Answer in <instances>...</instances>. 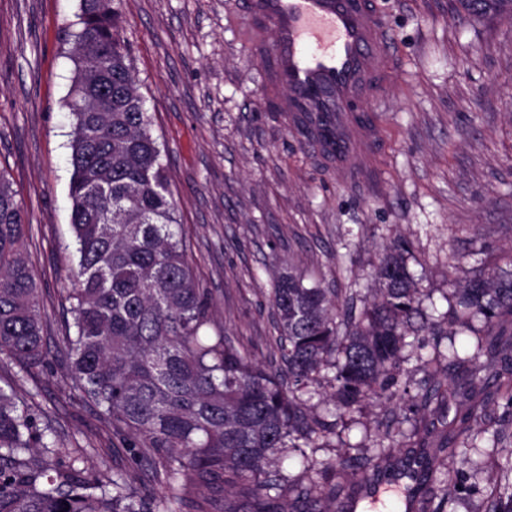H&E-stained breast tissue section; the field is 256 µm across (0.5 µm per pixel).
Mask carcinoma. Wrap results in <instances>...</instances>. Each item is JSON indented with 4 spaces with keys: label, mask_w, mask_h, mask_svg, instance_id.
<instances>
[{
    "label": "carcinoma",
    "mask_w": 512,
    "mask_h": 512,
    "mask_svg": "<svg viewBox=\"0 0 512 512\" xmlns=\"http://www.w3.org/2000/svg\"><path fill=\"white\" fill-rule=\"evenodd\" d=\"M121 0H81L76 73L67 106L75 112L71 144V226L77 266L68 289L71 322L56 337L73 388L131 466L104 478L89 475L88 451L51 431L35 398L37 376L52 362L40 275L23 243L30 217L0 172V365L32 382L30 403L0 386V512H334L341 477L372 483L369 469L390 456L377 440L364 458L318 462L306 449L334 432L336 421L313 412L322 382L344 415L367 400L393 403L409 393L399 379L415 333L420 300L395 242L375 266L370 307L355 313L343 299L292 268L269 294L280 364L255 362L213 320L210 296L195 278L162 149L144 108L121 26ZM474 18L507 15L497 0H459ZM432 359L461 380L438 381L418 395L430 411L459 396L448 433L429 457L413 460L416 491L439 489L434 512H457L448 485L464 475L470 450L487 429L485 390L512 408V272L490 271L459 284L448 314L427 326ZM473 342L459 349L456 336ZM447 339L446 347L441 340ZM306 461L295 478L275 468L277 456ZM491 512H512V452L500 458Z\"/></svg>",
    "instance_id": "cac0c4a2"
}]
</instances>
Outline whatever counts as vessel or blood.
Wrapping results in <instances>:
<instances>
[{
    "instance_id": "b4317fda",
    "label": "vessel or blood",
    "mask_w": 512,
    "mask_h": 512,
    "mask_svg": "<svg viewBox=\"0 0 512 512\" xmlns=\"http://www.w3.org/2000/svg\"><path fill=\"white\" fill-rule=\"evenodd\" d=\"M259 94L338 171L369 185L381 126L359 102L397 84L395 35L368 0H245Z\"/></svg>"
}]
</instances>
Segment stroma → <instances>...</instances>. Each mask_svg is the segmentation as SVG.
Segmentation results:
<instances>
[{
	"instance_id": "obj_1",
	"label": "stroma",
	"mask_w": 512,
	"mask_h": 512,
	"mask_svg": "<svg viewBox=\"0 0 512 512\" xmlns=\"http://www.w3.org/2000/svg\"><path fill=\"white\" fill-rule=\"evenodd\" d=\"M242 0H122L124 36L153 133L164 149L196 278L231 339L269 361L276 334L268 292L294 268L322 287L366 290L385 248L409 246L427 316L449 308L459 278L512 268V17L474 20L457 0H370L396 36L401 86L368 105L381 124L375 186L362 191L326 166L257 94L261 65L240 36ZM81 0H0V171L25 204V250L40 273L47 331L69 318L76 267L66 105ZM50 425L88 449L98 475L129 456L85 406L62 362L39 376ZM431 420L411 440L432 452L448 430L411 400H374L339 419L319 461L367 455L392 417ZM498 449L473 452L477 471L458 512H487L494 461L512 451V410L489 399Z\"/></svg>"
}]
</instances>
